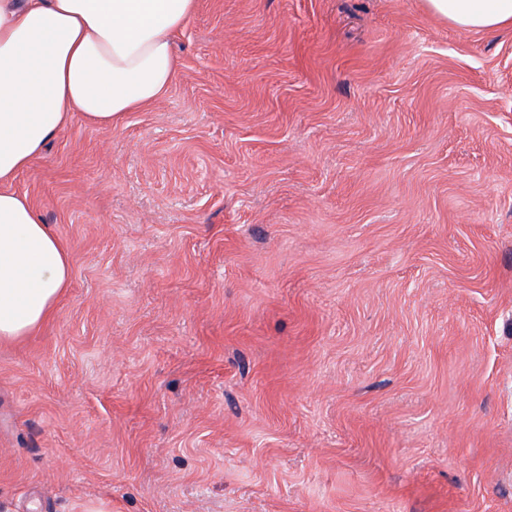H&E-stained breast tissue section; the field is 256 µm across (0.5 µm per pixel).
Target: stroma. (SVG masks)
Wrapping results in <instances>:
<instances>
[{
    "label": "stroma",
    "mask_w": 512,
    "mask_h": 512,
    "mask_svg": "<svg viewBox=\"0 0 512 512\" xmlns=\"http://www.w3.org/2000/svg\"><path fill=\"white\" fill-rule=\"evenodd\" d=\"M13 187L71 283L0 344V512H512V29L198 0Z\"/></svg>",
    "instance_id": "stroma-1"
}]
</instances>
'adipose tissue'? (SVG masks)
<instances>
[{"mask_svg": "<svg viewBox=\"0 0 512 512\" xmlns=\"http://www.w3.org/2000/svg\"><path fill=\"white\" fill-rule=\"evenodd\" d=\"M466 30L512 28V0H425ZM197 0H0V342L28 336L70 285L66 248L12 184L74 115L109 126L170 89Z\"/></svg>", "mask_w": 512, "mask_h": 512, "instance_id": "1", "label": "adipose tissue"}]
</instances>
